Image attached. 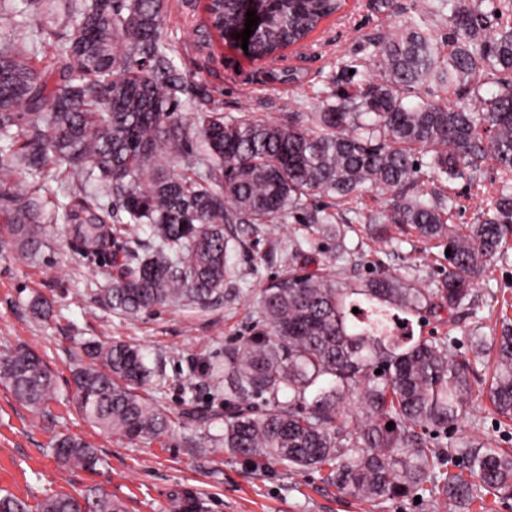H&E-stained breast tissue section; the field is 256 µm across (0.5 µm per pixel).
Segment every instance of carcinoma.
I'll use <instances>...</instances> for the list:
<instances>
[{
  "mask_svg": "<svg viewBox=\"0 0 512 512\" xmlns=\"http://www.w3.org/2000/svg\"><path fill=\"white\" fill-rule=\"evenodd\" d=\"M344 0H263L262 21L249 46L258 61L275 60L304 41ZM37 35L17 13L0 9V169L38 172L53 164L68 179L97 180L112 193V209L95 193L76 196L63 214L46 211L44 186L0 179L9 204L0 227L23 255L40 245L38 225L61 217L87 254L110 255L117 274L96 301L137 314L187 301L208 306L224 296L233 224H282L291 218L316 232L334 217L357 212L363 192L391 191L385 208L363 216L383 238L407 224L423 239L448 240V272L435 289L382 271L358 285L333 282L296 266L301 242L288 251V271L264 289L262 314L271 335L254 336L211 362L207 374L224 387V447L248 458H271L296 472L317 470L349 496L383 503L429 491L442 512L473 503L482 492L512 498V448L456 432L467 413L476 364L499 427L512 428V322L501 323L488 345L472 337L473 357L451 337L414 336L407 316L436 310L448 316L475 281L504 256L512 237V0H499L497 30L480 40L485 19L476 3L443 0L448 41L414 19L378 44L386 80L355 93L325 91L314 112L283 120L224 119L220 112L187 117V82L162 41L164 0H39ZM210 25L227 43L239 31L240 0H210ZM68 19L56 36L48 20ZM63 62L49 84L35 68L37 43ZM489 77L498 91L479 94ZM455 90L474 108L420 98L418 90ZM33 103L27 112L17 108ZM194 154V159L187 155ZM430 154V162L423 155ZM183 159L171 173L161 157ZM497 165L492 214L478 224H451L448 182L479 187L487 162ZM439 186L425 198L410 194L421 166ZM336 200L334 215L311 204ZM124 212L116 247L106 232ZM365 313L348 322L352 309ZM89 363L73 370L76 410L90 423L131 441H154L171 420L153 397L158 369L125 342L88 341ZM0 382L32 413L50 414L56 400L40 355L19 348L0 356ZM381 373H376V370ZM359 411L345 412L351 400ZM393 427H388V423ZM448 443L435 435L448 433ZM65 465H105L81 438L61 435L53 446ZM40 512H127L102 490L47 495ZM0 512H29L27 503L0 495Z\"/></svg>",
  "mask_w": 512,
  "mask_h": 512,
  "instance_id": "cac0c4a2",
  "label": "carcinoma"
}]
</instances>
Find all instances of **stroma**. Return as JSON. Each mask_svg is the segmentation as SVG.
I'll list each match as a JSON object with an SVG mask.
<instances>
[{
	"instance_id": "35a3bbf8",
	"label": "stroma",
	"mask_w": 512,
	"mask_h": 512,
	"mask_svg": "<svg viewBox=\"0 0 512 512\" xmlns=\"http://www.w3.org/2000/svg\"><path fill=\"white\" fill-rule=\"evenodd\" d=\"M345 0L336 16L325 20L303 46L291 47L272 63L253 60L237 45L207 37V0H165L162 39L176 50L191 110L214 109L225 118L279 117L281 107L312 112L328 80L340 90L355 91L366 79L381 80L384 66L377 50L380 33L404 17L427 14L447 29L444 15L433 12V0ZM48 189L51 207L64 211L80 191L99 194L104 205L112 196L98 182L79 188L58 168L28 175ZM391 238L376 242L363 224L346 235L347 253L334 239L286 223L268 232L259 225L234 244L230 261L240 271L224 284V296L202 308L189 304L163 307L135 316L102 307L95 291L112 273L103 259L84 255L65 224L42 227L43 246L28 259L0 245V354L27 347L37 352L54 376L57 400L53 421H36L0 383V491L7 490L36 506L48 494L101 489L125 502L128 512H434L433 500H394L373 504L343 493L321 472L298 474L274 460L254 461L225 448L224 398L215 394L205 371L223 360L225 350L244 339L268 333L259 296L285 270L288 244L301 239L309 269L331 273L348 284L387 270L422 288L435 287L448 269L446 244L423 241L413 231L392 226ZM51 301L46 315L34 314L36 297ZM512 317V249L495 263L491 278L479 279L456 325L447 315L425 314L414 322L418 336L452 335L462 341L480 336L492 341L503 316ZM121 339L139 346L148 365L160 368L156 396L169 414V432L152 442H132L91 425L70 402L71 355L86 340ZM192 381L203 416L189 424L182 417L181 388ZM82 438L106 459L95 472L73 470L54 459L49 449L56 436Z\"/></svg>"
}]
</instances>
